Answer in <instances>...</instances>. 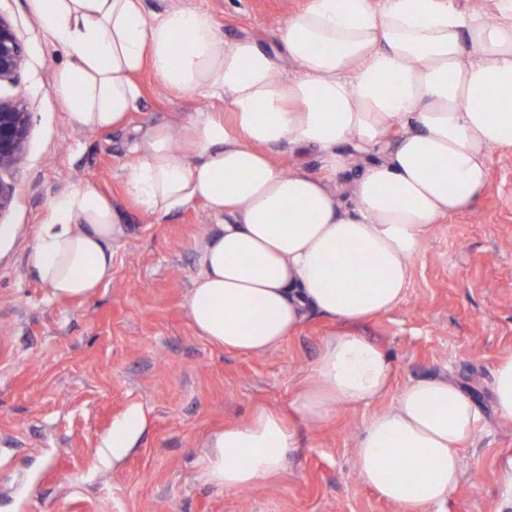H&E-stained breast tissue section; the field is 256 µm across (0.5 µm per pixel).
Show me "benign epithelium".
I'll use <instances>...</instances> for the list:
<instances>
[{"label":"benign epithelium","instance_id":"benign-epithelium-1","mask_svg":"<svg viewBox=\"0 0 512 512\" xmlns=\"http://www.w3.org/2000/svg\"><path fill=\"white\" fill-rule=\"evenodd\" d=\"M26 64L23 40L10 19L0 14V85L19 86ZM33 124V113L26 94L0 96V220L12 209L15 186L6 176L16 172L25 160Z\"/></svg>","mask_w":512,"mask_h":512}]
</instances>
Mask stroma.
<instances>
[{
  "label": "stroma",
  "instance_id": "35a3bbf8",
  "mask_svg": "<svg viewBox=\"0 0 512 512\" xmlns=\"http://www.w3.org/2000/svg\"><path fill=\"white\" fill-rule=\"evenodd\" d=\"M308 0H142L147 17L173 6L202 8L223 34L273 43ZM27 53L21 86L33 108L14 206L0 237V512H401L360 481L356 438L373 412L390 407L407 382L447 375L482 412L461 449L459 486L440 512H506L512 418L491 396L497 362L512 355V151L490 152L485 196L435 225L411 260L405 300L359 331L391 357L392 394L345 406L329 421L296 420L298 443L281 473L225 492L203 476L206 444L224 426L261 408L288 409L337 326L310 314L278 347L247 354L195 332L186 304L203 241L218 224L197 204L166 221L124 195L122 174L137 127H180L223 101L183 95L150 72L126 127L77 128L53 91L70 56L40 32L30 0H0ZM90 183L128 217L112 248V278L82 301H56L28 257L52 201ZM145 428L113 462L105 441L131 411Z\"/></svg>",
  "mask_w": 512,
  "mask_h": 512
}]
</instances>
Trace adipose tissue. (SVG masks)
Segmentation results:
<instances>
[{"mask_svg":"<svg viewBox=\"0 0 512 512\" xmlns=\"http://www.w3.org/2000/svg\"><path fill=\"white\" fill-rule=\"evenodd\" d=\"M43 35L72 61L53 90L76 126L125 127L141 102L137 75L223 101L179 132L137 129L125 195L168 217L204 203L222 220L198 257L187 296L210 343L263 353L310 313L335 321L289 411L262 409L215 432L206 483L227 492L278 474L295 419L330 420L391 388L386 352L358 325L404 300L409 262L435 224L488 187L491 149L512 150V0H309L279 30V50L228 38L204 9L148 18L142 0H31ZM294 72H287V65ZM371 161L340 195L345 143ZM317 149V173L287 169L272 151ZM120 204L94 185L56 198L30 265L54 299H83L112 277L126 234ZM480 420L471 393L444 378L407 383L356 440L362 483L406 512H433L460 482L459 445ZM401 457L406 470L388 469Z\"/></svg>","mask_w":512,"mask_h":512,"instance_id":"adipose-tissue-1","label":"adipose tissue"}]
</instances>
